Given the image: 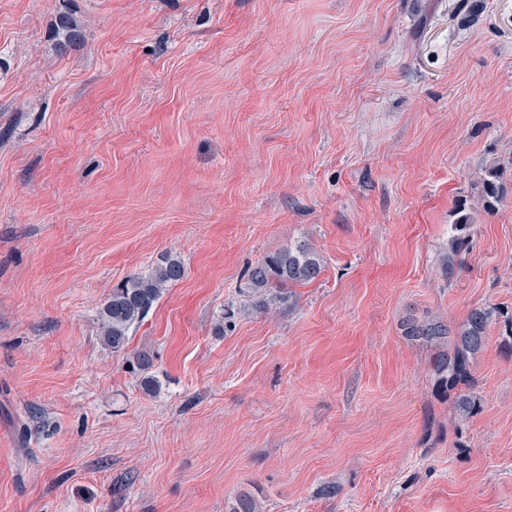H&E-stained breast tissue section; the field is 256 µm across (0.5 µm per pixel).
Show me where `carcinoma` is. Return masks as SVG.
I'll use <instances>...</instances> for the list:
<instances>
[{
	"instance_id": "carcinoma-1",
	"label": "carcinoma",
	"mask_w": 512,
	"mask_h": 512,
	"mask_svg": "<svg viewBox=\"0 0 512 512\" xmlns=\"http://www.w3.org/2000/svg\"><path fill=\"white\" fill-rule=\"evenodd\" d=\"M470 224L451 227L450 252L442 273L451 278L458 262L456 256L466 244ZM323 260L312 248L300 244L281 250L250 265L245 271L254 307L271 313L296 301L295 286L320 279ZM185 267L176 256L168 255L147 274H139L112 289V295L99 310L103 344L120 354L129 345L130 336L147 317L167 288L183 279ZM500 312L490 306L473 307L459 324L450 327L437 318H409L403 325L404 335L434 347L430 367L435 384L453 396L454 411L461 421L476 415L480 398L473 391V361L483 351L489 331Z\"/></svg>"
}]
</instances>
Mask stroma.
Instances as JSON below:
<instances>
[{"instance_id": "stroma-1", "label": "stroma", "mask_w": 512, "mask_h": 512, "mask_svg": "<svg viewBox=\"0 0 512 512\" xmlns=\"http://www.w3.org/2000/svg\"><path fill=\"white\" fill-rule=\"evenodd\" d=\"M303 243L321 278L257 312L245 268ZM478 305L512 315V0H0V512H512L501 325L465 422L402 330ZM470 226L471 224L465 221V223L453 224L451 227V233L453 235L450 239V252L442 266V273L448 277V279H451L456 273L458 262L455 257L466 244L467 238L469 237V234H466V232L469 231ZM185 267L177 256L168 255L147 274L130 277L117 288L99 310L103 344L120 354L130 336L147 317L167 288L183 279Z\"/></svg>"}]
</instances>
